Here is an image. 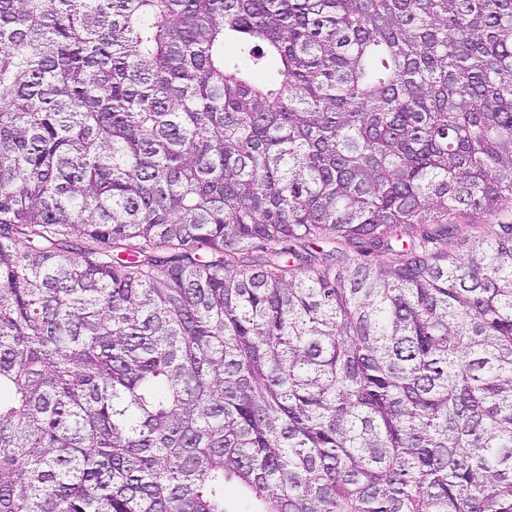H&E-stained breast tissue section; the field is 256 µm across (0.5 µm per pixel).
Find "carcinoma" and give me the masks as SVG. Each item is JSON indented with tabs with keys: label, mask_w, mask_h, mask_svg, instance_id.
Wrapping results in <instances>:
<instances>
[{
	"label": "carcinoma",
	"mask_w": 512,
	"mask_h": 512,
	"mask_svg": "<svg viewBox=\"0 0 512 512\" xmlns=\"http://www.w3.org/2000/svg\"><path fill=\"white\" fill-rule=\"evenodd\" d=\"M510 203L512 0H0V512H512Z\"/></svg>",
	"instance_id": "1"
}]
</instances>
